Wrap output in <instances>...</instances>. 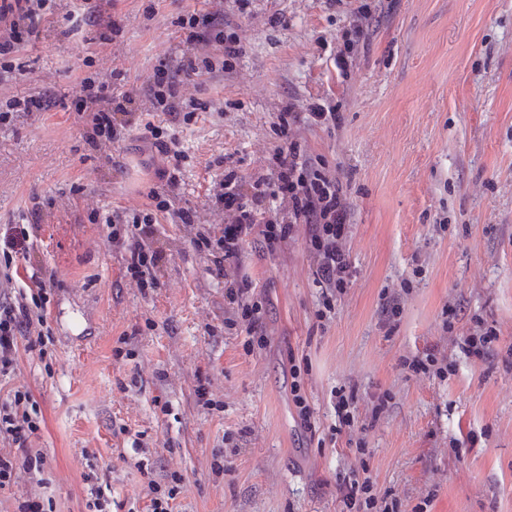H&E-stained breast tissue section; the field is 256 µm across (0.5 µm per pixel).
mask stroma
Masks as SVG:
<instances>
[{"instance_id": "1", "label": "stroma", "mask_w": 512, "mask_h": 512, "mask_svg": "<svg viewBox=\"0 0 512 512\" xmlns=\"http://www.w3.org/2000/svg\"><path fill=\"white\" fill-rule=\"evenodd\" d=\"M87 9L63 0L0 75V99L49 103L0 128V232L38 221L14 262L55 276L48 340L20 341L0 375V404L29 392L40 421L24 447H0L17 464L40 460L0 488V512L28 500L91 512L95 486L106 512H146L152 480L176 487L175 512H347L338 486L355 476L399 512H512V0H251L243 15L226 0L224 31L243 38L232 70L209 75L188 118L147 116L173 129L178 158L140 127L111 155L94 151L70 102L88 74L147 96L159 58L185 51L176 19L209 0H118L113 42L97 25L62 36L63 13ZM313 104L337 122H311ZM287 108V137L350 204L352 276L331 312L303 224L287 242L241 248L239 275L262 305L256 332L168 215L155 226L158 288L130 284L92 212L141 208L156 170L175 167L176 207L206 214L225 169L268 174ZM477 317L499 334L494 357L456 343ZM430 348L454 375L407 369ZM339 387L354 396L350 429L331 404Z\"/></svg>"}]
</instances>
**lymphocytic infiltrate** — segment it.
Listing matches in <instances>:
<instances>
[{"mask_svg":"<svg viewBox=\"0 0 512 512\" xmlns=\"http://www.w3.org/2000/svg\"><path fill=\"white\" fill-rule=\"evenodd\" d=\"M50 0H0V69H10L19 47L40 35L39 26ZM213 10L181 15L177 26L187 47L177 66L160 60L155 67L154 83L147 99L135 92L107 95L92 77L80 80V92L74 99L82 117L84 138L93 150L110 152L122 141L127 127L140 122L143 113L182 112L187 101L184 87H199L204 75L216 66L230 67L242 52L239 35L224 32V0H212ZM217 44L224 49L222 60L200 54L199 45ZM164 190H151L153 211L133 215L124 222L122 212L106 217L108 238L124 253L126 275L137 288L157 285L155 269L165 260L162 250L153 245L155 215L171 209V195L178 182L175 173L164 170ZM211 215L216 216L215 236L204 235L197 212L174 211L181 226L192 235V243L213 258L217 273L224 264L236 260L243 241L260 235L271 245L284 242L294 225L308 228V249L317 263L320 283L333 292L344 291L351 276L346 248L349 204L335 178L313 169L302 160L296 144L275 151V166L270 174L253 183L227 171L211 197ZM28 225L17 224L0 237V375L13 370L18 356V341L43 336L47 305L54 285L52 273H21L13 266V256L31 248ZM30 396L15 391L11 403L0 405V439L25 443L38 429L29 411ZM343 499L352 512H397L398 502L380 499L370 479L342 484Z\"/></svg>","mask_w":512,"mask_h":512,"instance_id":"lymphocytic-infiltrate-1","label":"lymphocytic infiltrate"}]
</instances>
